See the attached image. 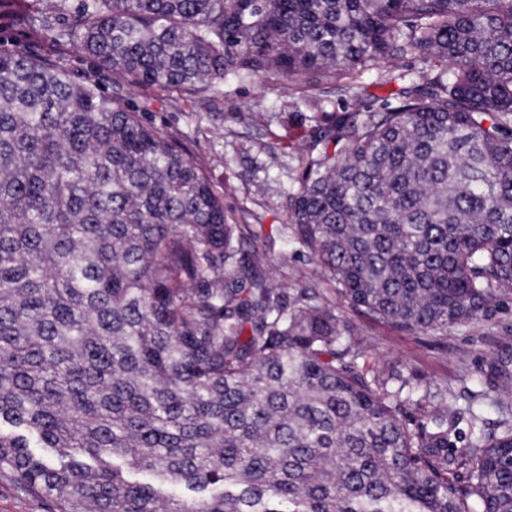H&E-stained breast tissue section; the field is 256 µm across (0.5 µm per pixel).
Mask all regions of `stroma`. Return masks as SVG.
<instances>
[{
	"label": "stroma",
	"mask_w": 512,
	"mask_h": 512,
	"mask_svg": "<svg viewBox=\"0 0 512 512\" xmlns=\"http://www.w3.org/2000/svg\"><path fill=\"white\" fill-rule=\"evenodd\" d=\"M64 64L74 81L97 83L189 149L223 192L225 212L245 225L241 248L264 258L275 287L320 289L349 325L361 371L394 369L416 383L447 385L453 409L465 408L472 393L485 390L486 362L502 343L512 342V295L501 299L491 320L449 328L444 337L410 334L353 307L329 275L279 232L289 221L288 198L297 191L305 166L312 102L324 101L341 112L373 111L392 100L399 74L413 66L411 59H384L361 76L319 86L277 75L263 81L232 79L205 110L155 88L117 86L110 72L73 48Z\"/></svg>",
	"instance_id": "obj_1"
}]
</instances>
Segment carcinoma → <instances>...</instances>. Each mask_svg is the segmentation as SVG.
<instances>
[{"label":"carcinoma","mask_w":512,"mask_h":512,"mask_svg":"<svg viewBox=\"0 0 512 512\" xmlns=\"http://www.w3.org/2000/svg\"><path fill=\"white\" fill-rule=\"evenodd\" d=\"M2 30L201 103L445 64L363 116L314 104L292 243L408 332L512 294V0H0ZM242 237L181 142L0 44V474L51 512H512V403L490 428L475 393L457 446L448 388L367 377ZM488 374L512 391L511 343Z\"/></svg>","instance_id":"carcinoma-1"}]
</instances>
